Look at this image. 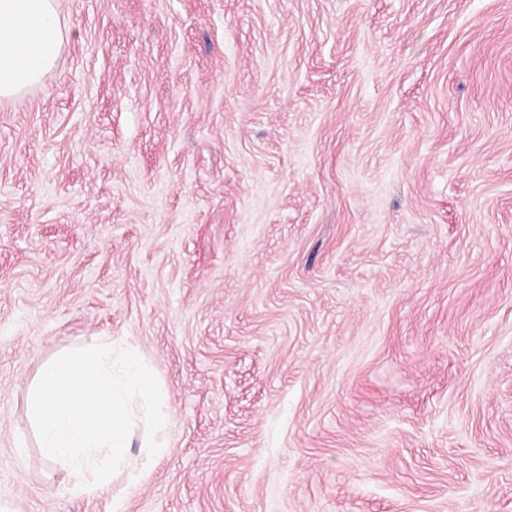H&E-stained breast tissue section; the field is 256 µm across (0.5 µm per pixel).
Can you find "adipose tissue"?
<instances>
[{"instance_id":"obj_1","label":"adipose tissue","mask_w":512,"mask_h":512,"mask_svg":"<svg viewBox=\"0 0 512 512\" xmlns=\"http://www.w3.org/2000/svg\"><path fill=\"white\" fill-rule=\"evenodd\" d=\"M57 0H0V100L21 102L60 57Z\"/></svg>"}]
</instances>
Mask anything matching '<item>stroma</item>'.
Listing matches in <instances>:
<instances>
[{"label": "stroma", "mask_w": 512, "mask_h": 512, "mask_svg": "<svg viewBox=\"0 0 512 512\" xmlns=\"http://www.w3.org/2000/svg\"><path fill=\"white\" fill-rule=\"evenodd\" d=\"M0 103V504L512 512V0H58ZM127 339L167 448L74 490L25 411Z\"/></svg>", "instance_id": "obj_1"}]
</instances>
